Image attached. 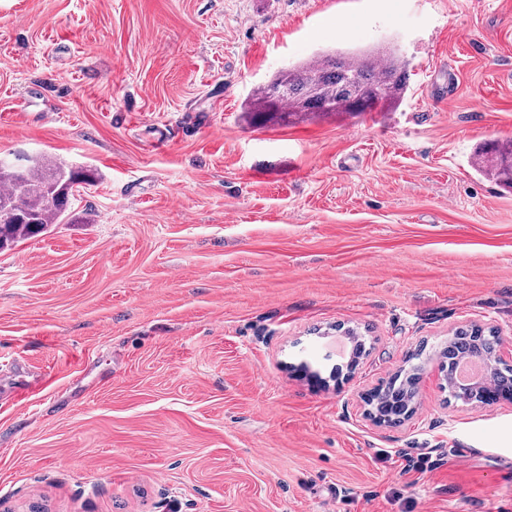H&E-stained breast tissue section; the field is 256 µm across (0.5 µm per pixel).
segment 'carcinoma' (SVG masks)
I'll list each match as a JSON object with an SVG mask.
<instances>
[{
  "label": "carcinoma",
  "instance_id": "1",
  "mask_svg": "<svg viewBox=\"0 0 512 512\" xmlns=\"http://www.w3.org/2000/svg\"><path fill=\"white\" fill-rule=\"evenodd\" d=\"M405 63L395 55L322 54L279 72L250 97V111L259 115L286 112H377L396 104L405 94ZM512 140L479 149L476 165L485 175L512 189ZM93 176L47 155L29 160L21 169L0 157V250L44 233L62 221L74 187L90 184ZM496 338L475 326L454 331L441 354L445 371L452 372L460 359L492 358ZM419 367L401 370L375 388V412L391 416L399 407L412 408Z\"/></svg>",
  "mask_w": 512,
  "mask_h": 512
}]
</instances>
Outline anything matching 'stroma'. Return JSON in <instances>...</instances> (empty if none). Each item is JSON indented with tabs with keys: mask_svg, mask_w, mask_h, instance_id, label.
Instances as JSON below:
<instances>
[{
	"mask_svg": "<svg viewBox=\"0 0 512 512\" xmlns=\"http://www.w3.org/2000/svg\"><path fill=\"white\" fill-rule=\"evenodd\" d=\"M395 54L382 112L258 116L320 51ZM512 0H0V154L93 171L0 251V512H512V405L449 401L462 325L512 345ZM356 329V369L336 339ZM418 360L417 410L362 396ZM475 157L480 171L512 189V164H507L512 161V140L487 144Z\"/></svg>",
	"mask_w": 512,
	"mask_h": 512,
	"instance_id": "obj_1",
	"label": "stroma"
}]
</instances>
